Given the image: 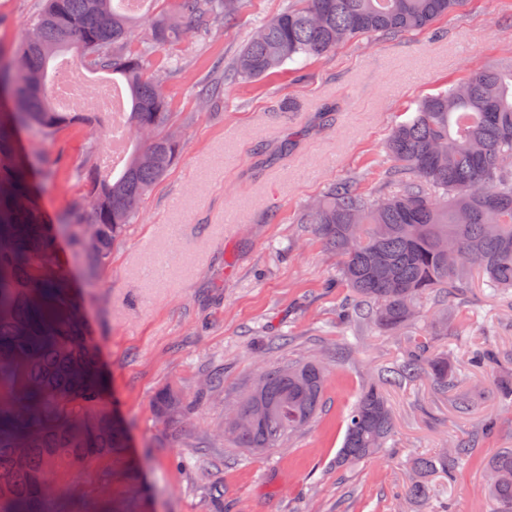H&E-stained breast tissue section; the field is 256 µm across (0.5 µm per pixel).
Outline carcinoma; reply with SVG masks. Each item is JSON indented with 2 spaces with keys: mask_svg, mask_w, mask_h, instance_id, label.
Here are the masks:
<instances>
[{
  "mask_svg": "<svg viewBox=\"0 0 512 512\" xmlns=\"http://www.w3.org/2000/svg\"><path fill=\"white\" fill-rule=\"evenodd\" d=\"M128 0H44L16 52H0V512H46L55 476L125 446L123 429L102 406L97 351L90 339L56 235L74 229L73 244L88 268L104 265L133 223L139 204L177 160L181 138L169 131L172 113L162 78L152 72L157 49L194 25L208 31L235 23L246 0H162L166 7L141 33ZM467 0H288L257 26L232 66L200 93L206 102L224 94L230 78L256 80L330 55L361 36L398 37L425 31L462 10ZM70 47H59L62 37ZM70 53V65L112 75L128 90L126 137L148 138L117 163L93 140L76 175L88 195L50 223L39 205L32 166L19 149L23 130L53 136L86 121L54 105L48 69ZM391 193L365 194L354 181L329 186L299 218L314 225L341 263L361 321L384 331L406 327L430 300L466 302L474 281L512 293V66L490 65L446 91L426 96L387 142ZM443 313L425 333L406 336L405 355L368 383L352 405L336 465L373 458L394 422L384 385L425 378L437 394L454 396L460 413L458 368L434 354L429 337L448 334ZM475 364L497 369L495 385L512 400V354L473 351ZM326 370L299 360L265 367L236 410L254 415L249 427L226 423L237 448L257 453L279 448L321 410ZM168 422L187 418L191 402L166 389L155 399ZM475 440L452 451L414 459L405 496L422 500L428 472L450 478L471 455ZM486 484L495 512H512V450L487 462Z\"/></svg>",
  "mask_w": 512,
  "mask_h": 512,
  "instance_id": "obj_1",
  "label": "carcinoma"
}]
</instances>
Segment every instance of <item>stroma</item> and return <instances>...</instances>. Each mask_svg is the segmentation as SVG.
Instances as JSON below:
<instances>
[{
    "instance_id": "obj_1",
    "label": "stroma",
    "mask_w": 512,
    "mask_h": 512,
    "mask_svg": "<svg viewBox=\"0 0 512 512\" xmlns=\"http://www.w3.org/2000/svg\"><path fill=\"white\" fill-rule=\"evenodd\" d=\"M286 0H248L231 27L191 32L158 53L183 151L142 200L136 221L105 265L86 270L69 235L61 266L78 294L99 355L105 401L125 447L65 468L47 512L77 498L83 512H491L486 459L512 448V403L492 368L467 363L471 349H512V301L487 286L456 307L437 349L457 364L467 414L428 381L391 387L395 428L374 458L337 467L346 416L363 387L400 361L402 336L424 333L435 304L402 333L339 320L350 292L339 261L312 225L299 223L328 186L351 177L362 192H393L385 143L417 102L488 64H512V0H469L427 31L359 38L299 72L199 91L217 59L232 61L255 24ZM40 0H0V51L12 53ZM93 135L84 123L46 138L20 134L49 213L86 194L74 176ZM300 359L327 372L319 416L284 448L254 453L220 436L224 418L262 367ZM221 370L220 388L204 385ZM181 391L196 407L181 423L155 411L156 394ZM480 438L456 479L431 478L429 501L407 502L411 461ZM220 486L223 497L210 493Z\"/></svg>"
}]
</instances>
